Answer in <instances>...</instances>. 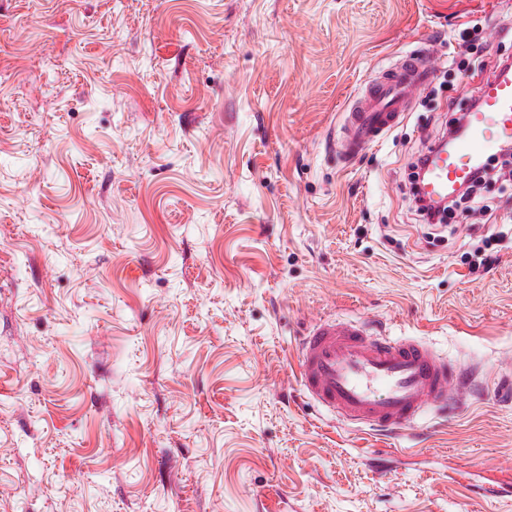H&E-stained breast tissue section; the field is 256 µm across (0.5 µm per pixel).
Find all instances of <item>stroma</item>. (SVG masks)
Returning <instances> with one entry per match:
<instances>
[{
    "instance_id": "1",
    "label": "stroma",
    "mask_w": 512,
    "mask_h": 512,
    "mask_svg": "<svg viewBox=\"0 0 512 512\" xmlns=\"http://www.w3.org/2000/svg\"><path fill=\"white\" fill-rule=\"evenodd\" d=\"M482 20L512 0H0V512H512V196L408 206ZM422 49L427 90L344 158L351 96ZM331 316L483 389L348 425L298 386ZM479 31V27L477 25H473L471 27H467L463 29L462 33L459 34V56L461 57L460 63L462 69H466L471 72L479 71L483 72L488 66V64L484 60L473 59L469 57L470 53V40L472 35ZM488 175V168L480 171L475 177L472 184L469 186L466 193L460 195L457 201L452 202L449 205H446L443 209H433L430 205H425L421 198L418 196L417 191L414 187V192L412 194L411 204L415 215L418 218V221L422 224H446L448 211L455 203H459L462 201H469L473 207L477 209H484L486 206L483 205L481 199L473 194L474 187L480 184L482 181L486 179Z\"/></svg>"
}]
</instances>
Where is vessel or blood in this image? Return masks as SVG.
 <instances>
[{
  "mask_svg": "<svg viewBox=\"0 0 512 512\" xmlns=\"http://www.w3.org/2000/svg\"><path fill=\"white\" fill-rule=\"evenodd\" d=\"M434 70L430 56L408 53L358 90L344 110L343 153L358 154L395 128ZM510 143L512 71L504 69L482 82L465 134L433 155L424 194H451ZM298 356L304 396L357 427L410 429L424 416L445 415L469 387L459 369L424 342L372 334L358 319L315 322L301 337Z\"/></svg>",
  "mask_w": 512,
  "mask_h": 512,
  "instance_id": "1",
  "label": "vessel or blood"
}]
</instances>
